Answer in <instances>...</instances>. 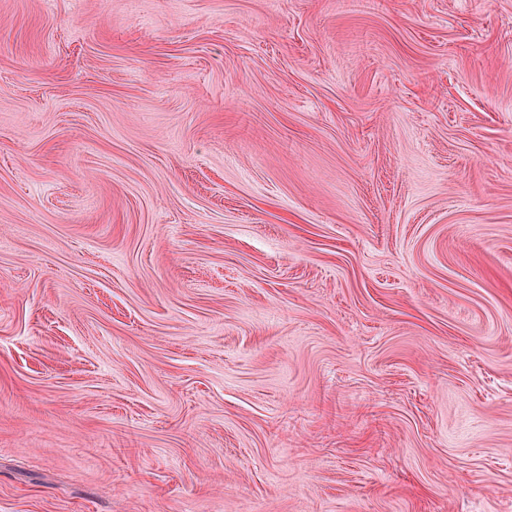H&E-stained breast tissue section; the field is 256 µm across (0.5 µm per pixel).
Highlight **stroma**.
<instances>
[{
  "label": "stroma",
  "instance_id": "stroma-1",
  "mask_svg": "<svg viewBox=\"0 0 512 512\" xmlns=\"http://www.w3.org/2000/svg\"><path fill=\"white\" fill-rule=\"evenodd\" d=\"M0 512H512V0H0Z\"/></svg>",
  "mask_w": 512,
  "mask_h": 512
}]
</instances>
